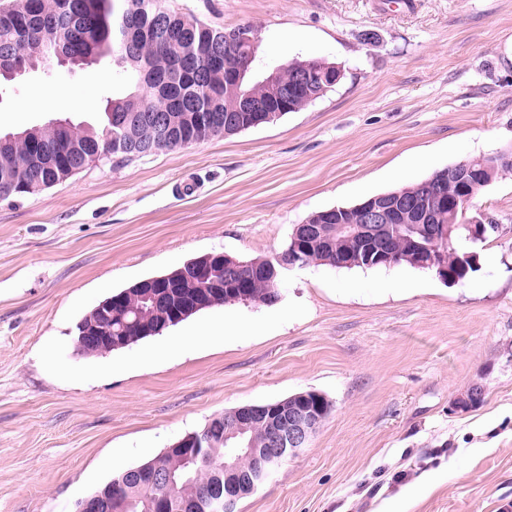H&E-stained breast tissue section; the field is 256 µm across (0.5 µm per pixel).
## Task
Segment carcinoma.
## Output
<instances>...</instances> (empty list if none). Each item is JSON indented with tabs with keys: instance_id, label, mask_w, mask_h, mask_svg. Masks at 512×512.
<instances>
[{
	"instance_id": "carcinoma-1",
	"label": "carcinoma",
	"mask_w": 512,
	"mask_h": 512,
	"mask_svg": "<svg viewBox=\"0 0 512 512\" xmlns=\"http://www.w3.org/2000/svg\"><path fill=\"white\" fill-rule=\"evenodd\" d=\"M38 18L25 40L14 39L12 32L0 25V57H9L14 64L26 69L36 56L50 59L57 46L63 44L77 56L91 52L101 58L112 59V65L130 77L131 88L127 94L112 100L110 111L97 124H75L62 133L51 126H41L35 135L39 146L58 148L65 154L66 163L60 167L41 168L32 163L36 147L25 140L17 142L7 150L0 149V198L33 194L52 187L77 174L84 164L85 156L95 147L99 152L98 162L113 159L128 161V142L143 135L137 125L124 127L114 120V115L133 107L141 114L161 112L169 122L188 131L193 144L201 145L225 135L220 128H199L192 126L190 113L177 108L179 101L199 111L216 105L224 106L232 96L224 67L211 66V57L218 51L225 63L233 67L239 56L233 48L224 46V30L210 27L195 17L170 10L165 0H102L109 19L105 28L95 14H84L77 22L69 24L58 19V0L45 3L37 0ZM138 16V23L152 26L155 17L167 20L173 28L168 35L148 36L135 41L126 40V29L130 27L129 15ZM334 88L330 81H321L296 96L293 105L301 111L323 97ZM462 213L448 219V211H436L424 224H401L393 232L382 234L381 239L398 256L399 263L418 267L420 259L412 248V242L435 245L446 251L448 269L456 270L457 256L463 249L458 242L468 241V232L463 227ZM453 229H448V226ZM327 243L311 249L308 265L344 267L342 256L354 246L336 237L333 224L323 225ZM216 261V254L210 253L184 263L168 273L139 280L120 292L100 301L77 324L78 336H89L97 331L99 309L102 305H115L126 313L125 322H112V345L94 347L78 345L85 355L98 356L125 348L138 341L156 336L170 326L187 319L189 314L180 313L160 322L163 306H155L147 299L150 288L163 287L170 297L169 305L189 296L197 290L192 279L198 271H206ZM265 260L253 258L241 260L229 255L223 256L224 294L210 300L209 307L243 304L268 305L279 298L276 282L267 277L256 276L244 283L241 275L251 265H263ZM244 432L238 438L241 448H265L270 433L267 419L254 417L243 424ZM224 442L217 440L203 449L194 460L186 455L164 451L146 462L150 467L174 471L180 475L171 497L193 504L192 512H235L236 505L225 506L216 501L210 489L224 482ZM257 460L251 456L240 459L239 470L234 480L248 484L257 477ZM149 491L133 482L124 470L93 494L110 501L123 499L126 507L122 512H146L143 499Z\"/></svg>"
}]
</instances>
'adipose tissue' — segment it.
<instances>
[{
  "label": "adipose tissue",
  "instance_id": "obj_1",
  "mask_svg": "<svg viewBox=\"0 0 512 512\" xmlns=\"http://www.w3.org/2000/svg\"><path fill=\"white\" fill-rule=\"evenodd\" d=\"M260 325L242 322H204L175 336L164 344L140 351L136 360L150 363L160 358H174L206 343L222 340L224 335L247 336L259 333Z\"/></svg>",
  "mask_w": 512,
  "mask_h": 512
}]
</instances>
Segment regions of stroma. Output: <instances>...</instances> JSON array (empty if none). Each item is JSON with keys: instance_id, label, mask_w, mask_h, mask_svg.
<instances>
[{"instance_id": "obj_1", "label": "stroma", "mask_w": 512, "mask_h": 512, "mask_svg": "<svg viewBox=\"0 0 512 512\" xmlns=\"http://www.w3.org/2000/svg\"><path fill=\"white\" fill-rule=\"evenodd\" d=\"M259 28L256 70L317 57L339 84L299 112L202 145L87 169L0 199V512H75L126 469L243 405L315 391L334 410L236 512H512V172L475 200L496 231L464 282L407 265L285 271L261 322L138 365L154 336L101 356L76 325L130 284L207 253L271 258L314 212L512 150V0H166ZM111 59L0 85V133L96 122L128 92ZM401 282L405 291L387 286ZM481 404L455 399L471 385Z\"/></svg>"}]
</instances>
